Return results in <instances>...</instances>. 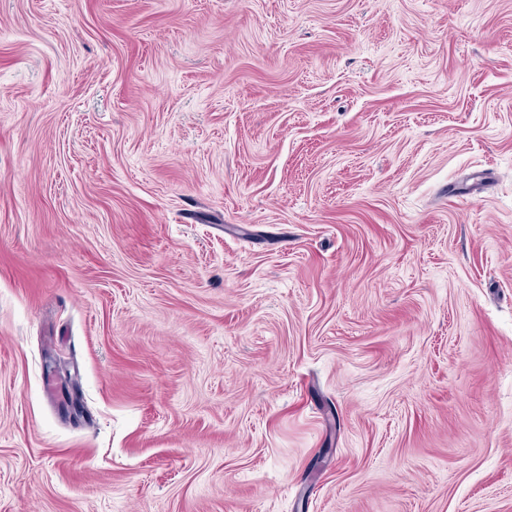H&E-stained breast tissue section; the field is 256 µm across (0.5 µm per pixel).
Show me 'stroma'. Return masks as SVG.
Wrapping results in <instances>:
<instances>
[{
  "mask_svg": "<svg viewBox=\"0 0 512 512\" xmlns=\"http://www.w3.org/2000/svg\"><path fill=\"white\" fill-rule=\"evenodd\" d=\"M0 512H512V0H0Z\"/></svg>",
  "mask_w": 512,
  "mask_h": 512,
  "instance_id": "obj_1",
  "label": "stroma"
}]
</instances>
